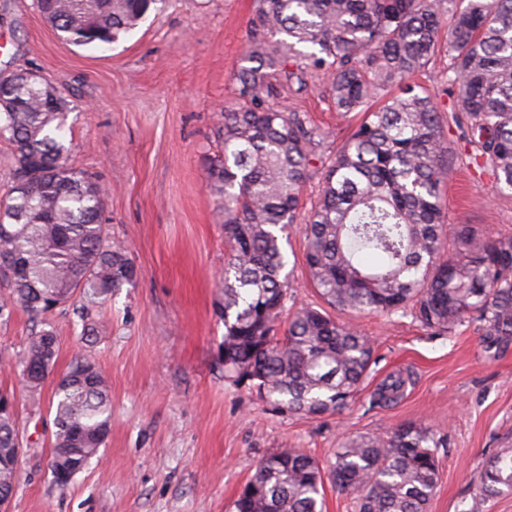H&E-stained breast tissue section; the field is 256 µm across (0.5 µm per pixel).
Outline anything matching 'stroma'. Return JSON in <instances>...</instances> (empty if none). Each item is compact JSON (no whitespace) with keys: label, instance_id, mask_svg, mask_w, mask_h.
Here are the masks:
<instances>
[{"label":"stroma","instance_id":"obj_1","mask_svg":"<svg viewBox=\"0 0 512 512\" xmlns=\"http://www.w3.org/2000/svg\"><path fill=\"white\" fill-rule=\"evenodd\" d=\"M255 0H166L109 48L62 41L33 0H0V74L34 69L65 87L70 161L108 188L102 219L125 247L137 276L89 318L85 342L73 308L49 315L58 338L56 370L85 353L111 385L105 447L77 481L58 489L48 470L56 380L39 407L22 387L15 357L34 324L14 310L0 318V391L13 393L28 445L11 512H232L257 463L279 448H301L329 467L343 437L382 436L399 424L430 426L439 480L427 512H512V494L480 501L485 464L512 448V343L486 349L466 324L453 334L422 328L407 314H341L375 342L370 374L343 413H285L224 376L227 249L219 209L206 186L207 161L221 150L217 129L235 102L234 73L250 34ZM282 105L306 113L329 138L349 131L322 84L280 87ZM457 159L442 194L447 227L512 234V193ZM295 304H320L304 265L305 241L284 245ZM411 381L395 404H374L388 376Z\"/></svg>","mask_w":512,"mask_h":512}]
</instances>
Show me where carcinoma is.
<instances>
[{
	"label": "carcinoma",
	"instance_id": "carcinoma-1",
	"mask_svg": "<svg viewBox=\"0 0 512 512\" xmlns=\"http://www.w3.org/2000/svg\"><path fill=\"white\" fill-rule=\"evenodd\" d=\"M164 0H34L67 42L112 44ZM245 65L235 74L239 102L224 110L223 151L207 167V187L224 216V372L274 408L319 416L341 412L374 363L372 340L331 311L412 316L451 334L474 324L490 345L512 342V235L469 224L444 231L442 189L452 171L446 127L472 147L470 160L512 192V0H257ZM451 113L436 107L416 77L439 56ZM297 91L322 80L339 115L359 124L336 146L292 108L273 105V80ZM10 90L0 134L13 146L12 184L0 205V260L17 267L4 281L0 316L18 308L40 329L16 365L35 396L53 373L58 347L46 322L55 307L83 312L134 282L126 251L102 222L105 189L70 164L69 100L47 78ZM319 195L300 214L306 184ZM29 188L23 190L18 178ZM300 224L306 269L325 306L303 305L277 326L293 288L281 240ZM377 254L382 263H364ZM408 377L389 376L373 400L397 402ZM55 428L49 470L64 489L108 437L112 405L103 372L78 356L52 396ZM21 438L16 415L0 409V491L17 488L4 461ZM430 426L401 424L387 436L338 444L337 489L357 512H427L438 484ZM322 468L300 448L264 457L234 501V512H323ZM488 501L512 493V450L490 459L476 487Z\"/></svg>",
	"mask_w": 512,
	"mask_h": 512
}]
</instances>
